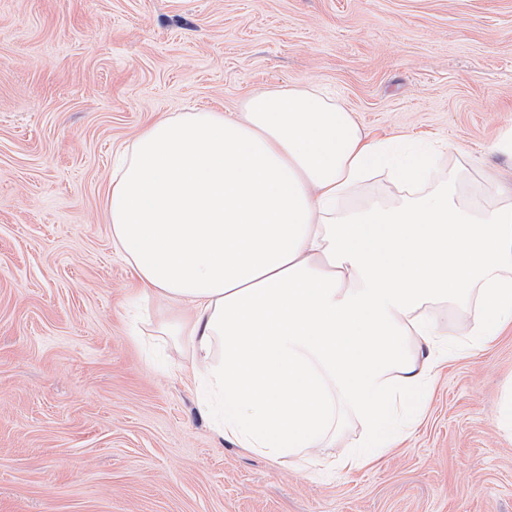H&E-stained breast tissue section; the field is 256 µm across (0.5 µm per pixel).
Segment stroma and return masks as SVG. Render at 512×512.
I'll return each instance as SVG.
<instances>
[{"mask_svg":"<svg viewBox=\"0 0 512 512\" xmlns=\"http://www.w3.org/2000/svg\"><path fill=\"white\" fill-rule=\"evenodd\" d=\"M318 88L376 138L512 182V0H0V512H512V332L451 335L421 423L351 471L219 436L104 191L154 120Z\"/></svg>","mask_w":512,"mask_h":512,"instance_id":"stroma-1","label":"stroma"}]
</instances>
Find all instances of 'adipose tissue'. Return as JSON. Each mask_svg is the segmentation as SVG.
I'll return each mask as SVG.
<instances>
[{"instance_id":"ef3b65f1","label":"adipose tissue","mask_w":512,"mask_h":512,"mask_svg":"<svg viewBox=\"0 0 512 512\" xmlns=\"http://www.w3.org/2000/svg\"><path fill=\"white\" fill-rule=\"evenodd\" d=\"M404 136L370 138L318 89L273 88L242 112H183L147 126L106 190L112 239L138 294L187 307L164 333L189 349L201 408L225 438L279 460L335 444L341 405L365 432L351 470L421 418L443 354L434 306L482 349L512 326V186L474 206L462 175ZM388 201L343 212L369 173Z\"/></svg>"}]
</instances>
